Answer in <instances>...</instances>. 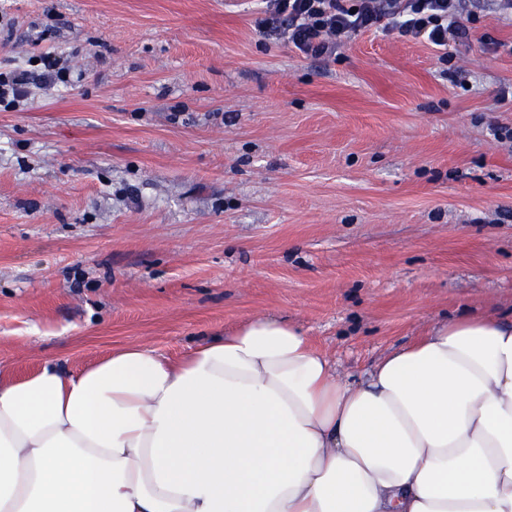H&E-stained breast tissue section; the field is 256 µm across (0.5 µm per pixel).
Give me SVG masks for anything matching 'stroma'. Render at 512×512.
Instances as JSON below:
<instances>
[{"mask_svg":"<svg viewBox=\"0 0 512 512\" xmlns=\"http://www.w3.org/2000/svg\"><path fill=\"white\" fill-rule=\"evenodd\" d=\"M259 0H0V71L78 83L0 111V372L176 357L260 314L360 376L442 320L512 317V17L259 40ZM501 135H493V128ZM43 66L47 73L43 74L44 82L46 84H54L57 81L60 82H78L80 75L76 77V81L71 79V73L68 67L62 66V62L55 58L50 53L44 56Z\"/></svg>","mask_w":512,"mask_h":512,"instance_id":"1","label":"stroma"}]
</instances>
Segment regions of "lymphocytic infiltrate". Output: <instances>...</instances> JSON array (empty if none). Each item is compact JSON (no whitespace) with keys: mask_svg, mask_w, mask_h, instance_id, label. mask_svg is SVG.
Instances as JSON below:
<instances>
[{"mask_svg":"<svg viewBox=\"0 0 512 512\" xmlns=\"http://www.w3.org/2000/svg\"><path fill=\"white\" fill-rule=\"evenodd\" d=\"M467 0H262L254 30L306 58L329 60L356 33L381 30L407 40L447 49L465 43Z\"/></svg>","mask_w":512,"mask_h":512,"instance_id":"lymphocytic-infiltrate-1","label":"lymphocytic infiltrate"}]
</instances>
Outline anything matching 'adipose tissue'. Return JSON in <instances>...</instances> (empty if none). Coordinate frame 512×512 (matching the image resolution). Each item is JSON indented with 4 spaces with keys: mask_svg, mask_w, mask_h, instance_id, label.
<instances>
[{
    "mask_svg": "<svg viewBox=\"0 0 512 512\" xmlns=\"http://www.w3.org/2000/svg\"><path fill=\"white\" fill-rule=\"evenodd\" d=\"M0 512H512V319L436 323L356 383L271 315L0 377Z\"/></svg>",
    "mask_w": 512,
    "mask_h": 512,
    "instance_id": "adipose-tissue-1",
    "label": "adipose tissue"
}]
</instances>
